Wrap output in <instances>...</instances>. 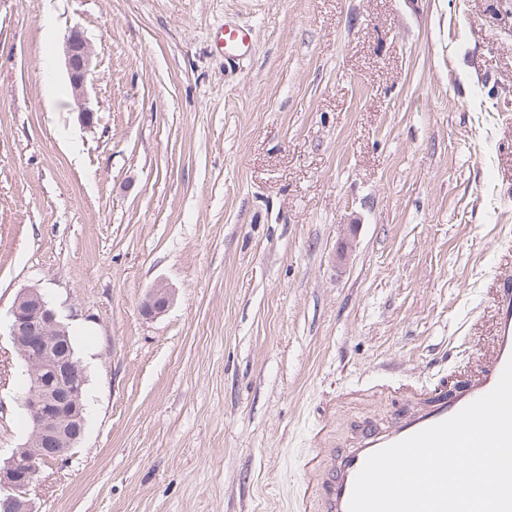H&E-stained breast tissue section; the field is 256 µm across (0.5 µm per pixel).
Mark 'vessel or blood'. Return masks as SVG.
<instances>
[{"instance_id": "obj_1", "label": "vessel or blood", "mask_w": 512, "mask_h": 512, "mask_svg": "<svg viewBox=\"0 0 512 512\" xmlns=\"http://www.w3.org/2000/svg\"><path fill=\"white\" fill-rule=\"evenodd\" d=\"M253 42L252 28L239 24H224L216 37L217 48L231 63L239 61ZM511 359L512 275H506L501 278L495 297L492 349L489 356L482 359L476 373L454 392L420 394L415 406L397 411L388 424L361 427L345 447L324 464L321 474L306 483V490L318 492L323 512H348L355 478L369 455L451 418L489 393Z\"/></svg>"}]
</instances>
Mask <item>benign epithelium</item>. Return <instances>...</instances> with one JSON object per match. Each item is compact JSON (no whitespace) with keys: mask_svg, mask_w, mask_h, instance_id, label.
Returning <instances> with one entry per match:
<instances>
[{"mask_svg":"<svg viewBox=\"0 0 512 512\" xmlns=\"http://www.w3.org/2000/svg\"><path fill=\"white\" fill-rule=\"evenodd\" d=\"M64 53L72 93L81 108L79 120L91 126L94 113L85 106L91 43L74 28L66 38ZM172 301L170 290L158 283L142 300L141 313L155 318ZM7 329L25 368L27 386L21 403L31 432L24 446L13 449L0 462V512H36L30 488L41 468L66 458L83 436L87 376L75 355L67 327L37 289L19 292L8 312Z\"/></svg>","mask_w":512,"mask_h":512,"instance_id":"obj_1","label":"benign epithelium"}]
</instances>
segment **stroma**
<instances>
[{
    "label": "stroma",
    "mask_w": 512,
    "mask_h": 512,
    "mask_svg": "<svg viewBox=\"0 0 512 512\" xmlns=\"http://www.w3.org/2000/svg\"><path fill=\"white\" fill-rule=\"evenodd\" d=\"M510 271L512 0H0V315L38 289L87 374L37 512H294L380 381L466 379ZM22 370L1 338L4 457ZM252 28L239 24L224 23L216 37V46L224 52V58L236 63L253 45ZM65 63L75 100L81 108L79 120L87 126H93L94 113L85 106L86 85L91 74L92 47L78 28H73L67 36L65 45ZM173 301L170 290L162 283L149 290L141 303V313L146 318H155L164 313Z\"/></svg>",
    "instance_id": "stroma-1"
}]
</instances>
